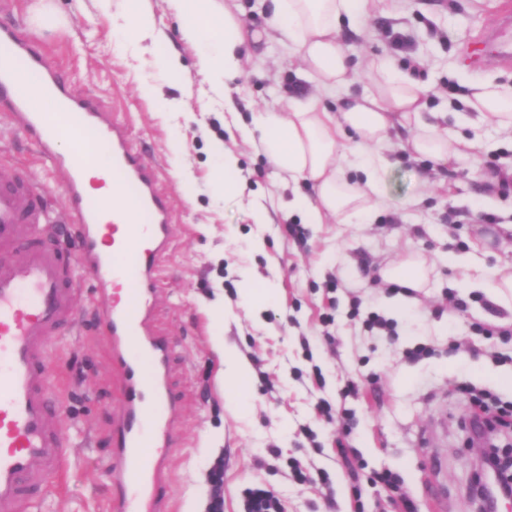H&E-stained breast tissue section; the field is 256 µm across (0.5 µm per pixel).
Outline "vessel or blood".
<instances>
[{"label":"vessel or blood","instance_id":"obj_1","mask_svg":"<svg viewBox=\"0 0 512 512\" xmlns=\"http://www.w3.org/2000/svg\"><path fill=\"white\" fill-rule=\"evenodd\" d=\"M0 54L47 67L14 29L0 28ZM42 91L67 108V119L55 122L31 111V91L15 86L8 66L0 67V115L34 135L64 190L59 213L24 174L0 175V512H33L70 455L61 435L66 397L47 385L58 342L78 329L81 278L52 231L62 220L82 240V267L97 277L98 295L126 292L125 301L104 314L120 395L112 459L102 470L111 508L171 512L168 463L183 441L177 425L183 396L168 383L172 342L153 323L159 264L173 242L169 201L126 127L108 118L99 99L70 98L51 74ZM86 131L107 147L112 183L120 193H133L135 212L106 213L85 186L92 156L60 151L61 136L77 139Z\"/></svg>","mask_w":512,"mask_h":512}]
</instances>
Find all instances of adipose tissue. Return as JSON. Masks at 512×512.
I'll use <instances>...</instances> for the list:
<instances>
[{"label":"adipose tissue","instance_id":"ef3b65f1","mask_svg":"<svg viewBox=\"0 0 512 512\" xmlns=\"http://www.w3.org/2000/svg\"><path fill=\"white\" fill-rule=\"evenodd\" d=\"M182 37L199 45L200 65L212 93L225 95L245 76L244 60L260 32H247L238 19L237 0H170ZM267 21L288 42L314 83L305 98L289 97L285 107L256 113L258 147L280 175L312 187L290 203L308 224H350L368 217L381 203L392 161L384 151L391 130L404 128L406 151L437 164L468 156L476 141L449 137L424 110L427 88L411 75L379 57L364 70L354 69L339 40L342 29L360 30L372 5L379 0H266ZM129 45L151 40L157 45L156 63L169 77L182 75L175 54L161 47L147 0H124ZM370 80L369 90H351L359 77ZM468 105L480 120L512 127V86L477 81ZM334 100L328 109L326 100ZM212 193L216 199L241 192L238 159L224 143L213 148ZM222 356L219 375L225 402L244 406L251 369L233 349L215 339Z\"/></svg>","mask_w":512,"mask_h":512}]
</instances>
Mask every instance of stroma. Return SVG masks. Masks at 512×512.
I'll use <instances>...</instances> for the list:
<instances>
[{
	"label": "stroma",
	"instance_id": "1",
	"mask_svg": "<svg viewBox=\"0 0 512 512\" xmlns=\"http://www.w3.org/2000/svg\"><path fill=\"white\" fill-rule=\"evenodd\" d=\"M496 0H388L361 35H343L357 68L376 57L429 86L426 109L438 124L467 137L466 105L474 81L512 86V65L485 57L465 60L469 43L491 23ZM31 0H0V27L19 30L31 53L63 74L76 96L100 97L124 123L158 175L170 201L174 243L161 263L156 326L174 346L171 382L185 395L184 443L171 460L175 512L207 505L210 472L224 463V512H244L245 488L260 484L279 496L283 512H389L398 495L417 512H478L471 496L469 418L473 395L512 403V291L492 292L486 276L512 269V181H484L487 168L512 169V129L481 130L475 155L445 167L391 147L396 162L386 197L362 224H307L288 208L291 192L275 167L241 129L254 112L284 105L306 87L300 63L278 37L262 42L258 62L231 96L232 111L208 96L198 49L182 39L169 0H148L183 75L170 81L155 65L152 46L114 51L124 35L122 0L102 11L99 0H54L63 27L34 32ZM179 102L158 111L139 93L141 82ZM224 143L247 182L242 197L214 202L213 146ZM26 168L38 190L62 206V186L33 143L0 119V171ZM265 206L271 223L255 224L251 206ZM494 223L487 224L483 215ZM426 261L427 284L413 298L392 292L379 270L409 254ZM275 283V303H243L240 272ZM389 319L393 334L368 329L371 315ZM79 343L63 341L49 389L67 398L63 435L71 449L63 477L37 512H109L101 467L112 456L118 384L109 340L98 313L78 310ZM486 333H477L475 324ZM246 359L252 380L246 412L228 407L218 379L213 334ZM424 344L431 356L403 357ZM328 401L333 417L316 409ZM357 449L347 464L338 446ZM316 475L301 484L295 468ZM388 470L397 488L375 482ZM328 472L331 481L319 480Z\"/></svg>",
	"mask_w": 512,
	"mask_h": 512
}]
</instances>
